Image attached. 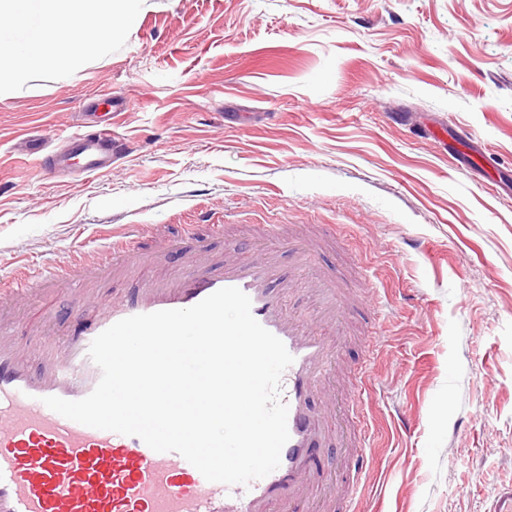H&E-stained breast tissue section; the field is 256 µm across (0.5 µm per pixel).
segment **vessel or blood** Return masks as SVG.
I'll use <instances>...</instances> for the list:
<instances>
[{
  "label": "vessel or blood",
  "instance_id": "vessel-or-blood-1",
  "mask_svg": "<svg viewBox=\"0 0 512 512\" xmlns=\"http://www.w3.org/2000/svg\"><path fill=\"white\" fill-rule=\"evenodd\" d=\"M460 145L456 159L472 166L482 155L481 141L469 132H451ZM112 131L70 141L69 160L97 175L112 166ZM283 253L267 249L246 261L227 254L221 266L191 256V271L163 282L146 281L118 300L94 302L77 313L64 341L49 338L39 367L18 351L8 324L0 321V512H302L313 499L310 473L329 439L326 411L313 405L325 366L343 341L335 329L347 302L330 274L313 279L311 292L323 299L321 329L289 309L287 298L301 284L300 267L284 271ZM53 269L22 267L9 279L4 297H22L28 282L44 285ZM224 287L247 294L252 314L278 337L293 356L282 375L290 438L279 467L250 484L207 481L180 454L157 453L140 438L91 428L49 409L44 397L79 400L101 377L89 358L92 340L117 321L136 314L185 309ZM351 475L332 488L329 501L351 503L372 456L362 420L353 423Z\"/></svg>",
  "mask_w": 512,
  "mask_h": 512
}]
</instances>
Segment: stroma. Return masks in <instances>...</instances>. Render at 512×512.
I'll use <instances>...</instances> for the list:
<instances>
[{
  "instance_id": "stroma-1",
  "label": "stroma",
  "mask_w": 512,
  "mask_h": 512,
  "mask_svg": "<svg viewBox=\"0 0 512 512\" xmlns=\"http://www.w3.org/2000/svg\"><path fill=\"white\" fill-rule=\"evenodd\" d=\"M102 124L109 172L48 170ZM433 125L512 168V0H143L94 52L0 89V280L93 266L137 226L153 265L85 279L109 301L169 275L168 239L220 263L261 245L218 223L335 225L343 252L305 263L366 268L378 316L340 353L344 371L377 340L356 512H512V188L457 168ZM76 302L60 282L0 318L36 356Z\"/></svg>"
}]
</instances>
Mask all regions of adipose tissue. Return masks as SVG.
<instances>
[{"instance_id":"obj_1","label":"adipose tissue","mask_w":512,"mask_h":512,"mask_svg":"<svg viewBox=\"0 0 512 512\" xmlns=\"http://www.w3.org/2000/svg\"><path fill=\"white\" fill-rule=\"evenodd\" d=\"M140 0H0V17L14 21L0 30V56L12 57L0 67V86L23 71L47 68L60 59L91 51L92 34L111 32L114 24H130Z\"/></svg>"}]
</instances>
